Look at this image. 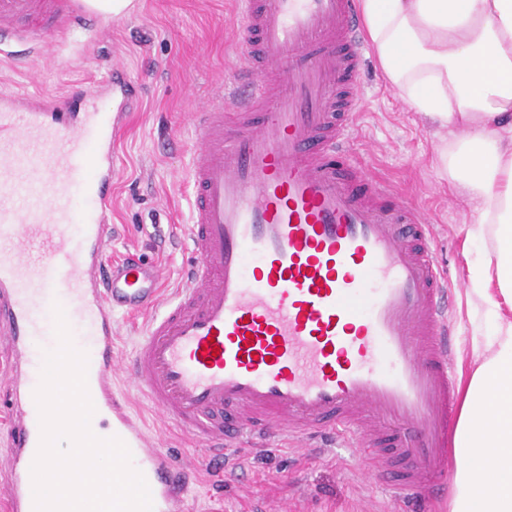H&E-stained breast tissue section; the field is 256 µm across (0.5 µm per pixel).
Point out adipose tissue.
<instances>
[{
  "label": "adipose tissue",
  "instance_id": "1",
  "mask_svg": "<svg viewBox=\"0 0 512 512\" xmlns=\"http://www.w3.org/2000/svg\"><path fill=\"white\" fill-rule=\"evenodd\" d=\"M380 68L450 140L438 151L478 214L468 302L493 319L455 429L450 512H512V0H357Z\"/></svg>",
  "mask_w": 512,
  "mask_h": 512
}]
</instances>
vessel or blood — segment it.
<instances>
[{"label":"vessel or blood","mask_w":512,"mask_h":512,"mask_svg":"<svg viewBox=\"0 0 512 512\" xmlns=\"http://www.w3.org/2000/svg\"><path fill=\"white\" fill-rule=\"evenodd\" d=\"M59 12L69 31L92 24L77 0H0V46L24 42L18 21ZM233 25L240 65L194 114L195 262L169 292L158 266L108 267L114 144L137 102L128 73L104 85L112 112L0 95L7 512H34L37 342L57 305L88 354L94 416L129 447L154 512H185L199 474L151 446L117 380L212 460L241 442L340 439L372 461L402 457L398 482L424 512L448 494L460 285L434 260L432 226L355 156L366 45L354 0H237ZM121 310L149 314L128 356L114 350Z\"/></svg>","instance_id":"obj_1"}]
</instances>
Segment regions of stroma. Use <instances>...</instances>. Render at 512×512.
Masks as SVG:
<instances>
[{"label":"stroma","mask_w":512,"mask_h":512,"mask_svg":"<svg viewBox=\"0 0 512 512\" xmlns=\"http://www.w3.org/2000/svg\"><path fill=\"white\" fill-rule=\"evenodd\" d=\"M235 9V0H135L133 11L109 27L37 30L31 49L11 45L0 52V92L86 91L106 80L112 64L130 71L139 107L115 145L111 254L116 262H160L170 288L192 260L185 234L192 115L237 68L233 32L225 25ZM360 94L365 107L356 121V152L393 197L408 199L434 224L438 263L451 279L467 281L484 245L466 238L476 213L438 160L435 127L386 79L372 48L364 57ZM455 309L456 368L463 381L476 367L477 323L465 292H457ZM131 407L144 414L154 447L201 472L188 499L191 512H271L284 497L295 502L296 512H403L407 505L393 480L402 460L385 462L372 477L354 449L318 448L304 457L277 442L238 448V470L224 471L205 456L200 441L149 411L141 398H132Z\"/></svg>","instance_id":"1"}]
</instances>
